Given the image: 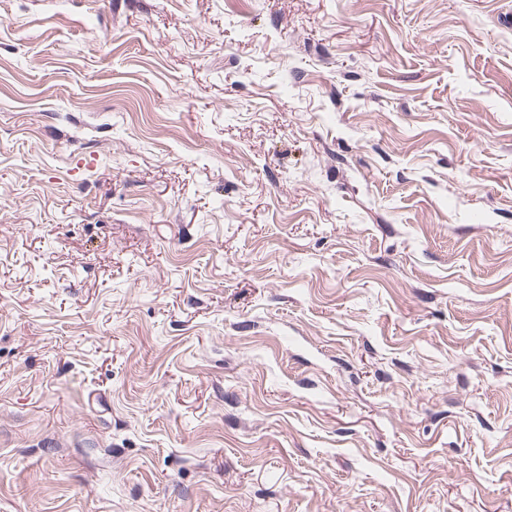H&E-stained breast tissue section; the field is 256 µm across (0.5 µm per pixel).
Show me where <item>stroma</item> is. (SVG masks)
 Returning a JSON list of instances; mask_svg holds the SVG:
<instances>
[{"mask_svg": "<svg viewBox=\"0 0 512 512\" xmlns=\"http://www.w3.org/2000/svg\"><path fill=\"white\" fill-rule=\"evenodd\" d=\"M0 512H512V0H0Z\"/></svg>", "mask_w": 512, "mask_h": 512, "instance_id": "stroma-1", "label": "stroma"}]
</instances>
